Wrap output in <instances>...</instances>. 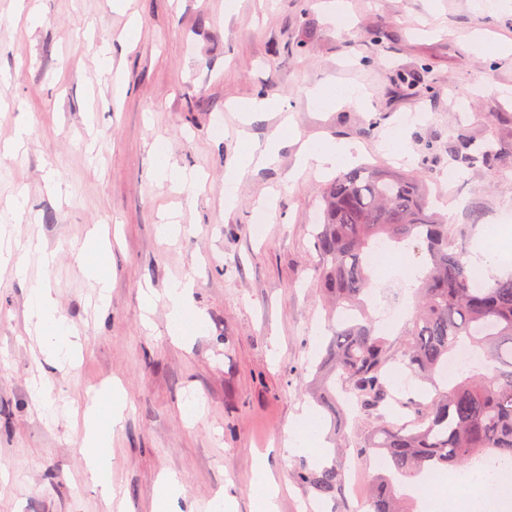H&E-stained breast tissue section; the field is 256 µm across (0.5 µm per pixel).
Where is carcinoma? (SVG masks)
I'll use <instances>...</instances> for the list:
<instances>
[{
  "label": "carcinoma",
  "mask_w": 512,
  "mask_h": 512,
  "mask_svg": "<svg viewBox=\"0 0 512 512\" xmlns=\"http://www.w3.org/2000/svg\"><path fill=\"white\" fill-rule=\"evenodd\" d=\"M495 154L490 141L463 140L457 160L474 166ZM379 242L413 246L421 267L416 308L398 348L364 309L363 296L372 288L366 257ZM314 247L320 288L338 315L316 365L319 397L335 416L344 415V397L364 415L377 412L389 395L386 367L393 360L431 380L462 346L484 356L480 367L437 391L432 402L414 404L410 423L382 425L364 438L357 454L385 461V471L371 480L366 512H405L401 481L512 463V275L471 286L473 269L464 250L448 247V225L430 206L424 174L375 166L339 174L321 193ZM298 480L316 496L346 504L342 467L304 469Z\"/></svg>",
  "instance_id": "cac0c4a2"
}]
</instances>
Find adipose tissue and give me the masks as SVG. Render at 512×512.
I'll use <instances>...</instances> for the list:
<instances>
[{
	"label": "adipose tissue",
	"mask_w": 512,
	"mask_h": 512,
	"mask_svg": "<svg viewBox=\"0 0 512 512\" xmlns=\"http://www.w3.org/2000/svg\"><path fill=\"white\" fill-rule=\"evenodd\" d=\"M352 146L343 141L302 145L296 172L309 167L328 169L347 160ZM110 244L106 233L98 228L88 232L81 248L82 267L100 288L101 295H108L110 271L108 253ZM27 319L43 337L47 353L59 361L75 355L79 345L73 339L72 327L60 313L49 289L36 288L30 294ZM126 409V396L115 383L102 385L91 404L82 407L81 452L86 473L91 480L103 487L112 485V439L121 425ZM512 501V477L506 471L489 468L471 473L458 484L448 499L449 508L465 504L466 512H497L498 507Z\"/></svg>",
	"instance_id": "obj_1"
}]
</instances>
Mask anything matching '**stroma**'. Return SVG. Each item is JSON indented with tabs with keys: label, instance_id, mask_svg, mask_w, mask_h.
<instances>
[{
	"label": "stroma",
	"instance_id": "1",
	"mask_svg": "<svg viewBox=\"0 0 512 512\" xmlns=\"http://www.w3.org/2000/svg\"><path fill=\"white\" fill-rule=\"evenodd\" d=\"M29 2L31 21L0 0V228L57 258L47 269L29 262L23 279L0 270V474L9 478L0 512H104L72 406L112 381L127 399L112 440V484L126 512H147L165 473L178 475L200 512L221 495L251 512L260 461L280 480V512H331L297 474L333 464L358 512L374 465L356 450L399 415L347 423L335 451L313 382L331 333L311 231L321 186L336 171L289 174L300 143L336 139L354 146L348 166L422 169L444 203L450 242L465 243L483 277L511 274L486 236L496 231L499 250L512 249V53H481L474 39L512 46V2L491 15L473 0ZM328 85L358 88L364 101L319 106L312 95ZM255 97L271 108L236 110ZM22 128L25 146L10 153ZM461 133L506 149L491 167L449 178ZM274 138L276 161L250 169L225 209L224 175L245 140ZM159 145L199 176L194 196L161 181ZM268 204L269 222L255 228V211ZM175 212L182 230L163 239ZM99 225L119 231L103 312L79 256ZM183 278L195 283L191 306L203 323L179 340L162 296ZM36 285L52 290L79 331L75 364L34 359L24 315ZM147 288L158 298L148 317ZM37 380L49 393L34 390ZM187 402L200 407L195 419L181 411ZM307 409L323 440L315 452L284 456Z\"/></svg>",
	"mask_w": 512,
	"mask_h": 512
}]
</instances>
